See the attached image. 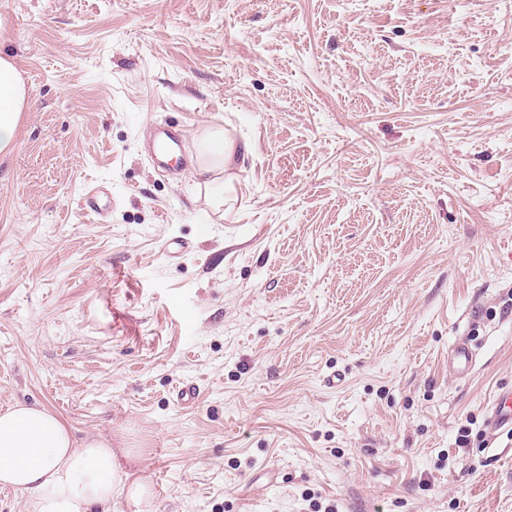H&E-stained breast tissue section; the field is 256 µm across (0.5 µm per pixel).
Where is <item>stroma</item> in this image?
Instances as JSON below:
<instances>
[{
  "instance_id": "obj_1",
  "label": "stroma",
  "mask_w": 512,
  "mask_h": 512,
  "mask_svg": "<svg viewBox=\"0 0 512 512\" xmlns=\"http://www.w3.org/2000/svg\"><path fill=\"white\" fill-rule=\"evenodd\" d=\"M0 52V411L137 452L149 512H512V0H0ZM26 104V90L13 62L0 55V154L14 149L18 118ZM150 148L154 163L157 167L163 168L169 158L181 150L178 131L165 124L155 126ZM197 154L199 172L208 175V203L216 211L224 206V217L236 203L242 204L236 193L238 175L233 173L234 157L239 150L237 140L223 129L213 130L201 137ZM476 363V353L465 338L457 341L448 352V371L463 376L470 372ZM487 421L491 429L508 427L512 430V392L500 395L491 404Z\"/></svg>"
}]
</instances>
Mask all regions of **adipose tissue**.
Listing matches in <instances>:
<instances>
[{
	"label": "adipose tissue",
	"instance_id": "obj_1",
	"mask_svg": "<svg viewBox=\"0 0 512 512\" xmlns=\"http://www.w3.org/2000/svg\"><path fill=\"white\" fill-rule=\"evenodd\" d=\"M26 104L13 62L0 55V154L14 149ZM237 151L236 139L219 129L201 138L197 154L209 204L228 213L239 201L232 171ZM0 485L25 493L26 512H112L118 496L139 510L151 496L148 483L122 468L106 440L76 442L54 414L22 404L0 413Z\"/></svg>",
	"mask_w": 512,
	"mask_h": 512
}]
</instances>
